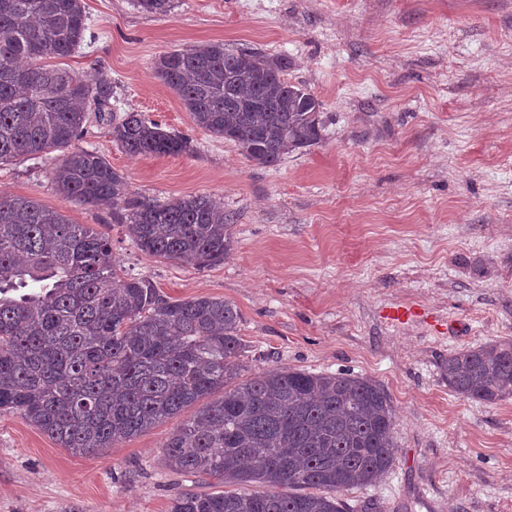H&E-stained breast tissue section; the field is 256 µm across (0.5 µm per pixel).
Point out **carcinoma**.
<instances>
[{
    "mask_svg": "<svg viewBox=\"0 0 512 512\" xmlns=\"http://www.w3.org/2000/svg\"><path fill=\"white\" fill-rule=\"evenodd\" d=\"M165 15L172 0H133ZM83 0H0V164L64 152L65 200L112 209L151 258L207 268L233 251V225L210 196L132 193L95 150L75 145L90 115L112 112V79L50 60L85 38ZM257 48L207 43L162 54L155 74L193 122L247 159L273 166L320 143L321 103ZM112 140L131 155H180L191 140L128 110ZM242 316L224 299L172 300L124 274L110 242L61 211L0 196V411L19 412L74 455L104 454L195 405L164 445L166 467L262 494L172 500L170 512H344L339 495L381 481L395 461L391 399L347 372L270 370L243 380ZM448 388L486 405L512 396V338L448 355ZM221 396L214 397L215 393Z\"/></svg>",
    "mask_w": 512,
    "mask_h": 512,
    "instance_id": "carcinoma-1",
    "label": "carcinoma"
}]
</instances>
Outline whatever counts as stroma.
I'll list each match as a JSON object with an SVG mask.
<instances>
[{
	"mask_svg": "<svg viewBox=\"0 0 512 512\" xmlns=\"http://www.w3.org/2000/svg\"><path fill=\"white\" fill-rule=\"evenodd\" d=\"M84 0L87 30L62 66L117 85L115 115L142 112L192 154L132 156L108 121L97 150L133 193L209 195L233 224L224 264L150 258L111 211L64 201L62 157L0 166V194L34 199L108 238L127 273L174 300L239 309L244 378L278 367L380 383L396 457L380 482L341 493L347 512H512V398L448 388L450 353L512 336V0ZM209 42L288 57V82L322 104L321 143L260 166L196 126L154 75L159 55ZM409 305L405 324L387 319ZM193 407L108 455H74L0 412V512H169L217 480L162 462Z\"/></svg>",
	"mask_w": 512,
	"mask_h": 512,
	"instance_id": "1",
	"label": "stroma"
}]
</instances>
